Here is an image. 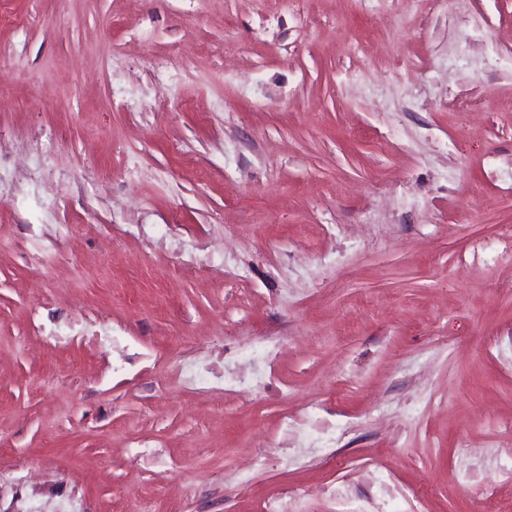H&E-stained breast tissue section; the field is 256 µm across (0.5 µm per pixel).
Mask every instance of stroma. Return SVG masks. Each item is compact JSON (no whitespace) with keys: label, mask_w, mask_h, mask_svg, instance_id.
Segmentation results:
<instances>
[{"label":"stroma","mask_w":512,"mask_h":512,"mask_svg":"<svg viewBox=\"0 0 512 512\" xmlns=\"http://www.w3.org/2000/svg\"><path fill=\"white\" fill-rule=\"evenodd\" d=\"M385 8L0 0V512H512V0Z\"/></svg>","instance_id":"stroma-1"}]
</instances>
